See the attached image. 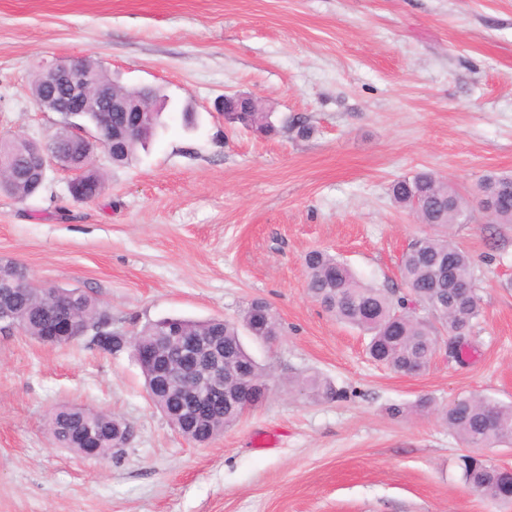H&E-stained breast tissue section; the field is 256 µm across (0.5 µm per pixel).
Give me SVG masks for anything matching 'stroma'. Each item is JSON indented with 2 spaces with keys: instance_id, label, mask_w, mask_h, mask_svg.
Listing matches in <instances>:
<instances>
[{
  "instance_id": "stroma-1",
  "label": "stroma",
  "mask_w": 512,
  "mask_h": 512,
  "mask_svg": "<svg viewBox=\"0 0 512 512\" xmlns=\"http://www.w3.org/2000/svg\"><path fill=\"white\" fill-rule=\"evenodd\" d=\"M70 59L159 88L165 126L125 164L97 152L95 200L74 201L54 161L39 194L0 192V261L93 295L116 330L235 319L261 297L282 334L241 332L270 393L205 446L152 405L131 352L0 334V512H512L464 483L470 451L437 413L462 395L512 405V224L475 208L454 226L483 314L465 362L441 348L417 376L374 363L303 273L325 250L403 290L401 255L432 228L391 183L430 171L468 199L512 174V0H0V136L58 131L32 85ZM236 95L270 112L269 135L225 123ZM307 374L340 397L299 392ZM62 404L133 435L104 461L73 454L47 427Z\"/></svg>"
}]
</instances>
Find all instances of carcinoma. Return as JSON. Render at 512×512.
Listing matches in <instances>:
<instances>
[{
	"mask_svg": "<svg viewBox=\"0 0 512 512\" xmlns=\"http://www.w3.org/2000/svg\"><path fill=\"white\" fill-rule=\"evenodd\" d=\"M161 113L144 114L143 121L127 132L120 148L112 153V163L121 165L131 159L137 150L156 134ZM89 123L106 131L127 121L124 112H86ZM229 123L239 124L251 131L267 134L272 130L268 115L258 110L227 112ZM24 140H0V190L19 201L35 195L40 187L33 181L15 177L4 160L10 158L13 166L22 170L31 165L30 151L19 152ZM97 174L87 171L81 178V202L97 198L104 183H94ZM486 209L499 224H512V175L488 174L478 183ZM393 201L415 212L423 224L451 228L461 223L467 202L448 184L430 172H419L410 178L395 181L390 188ZM307 287L310 296L336 320L350 325L368 338L370 357L390 369L405 375L425 371L437 351L438 328L448 333V342L469 337L482 308L475 288V266L472 257L446 236L426 235L412 241L400 259V275L407 292L367 285L358 279L349 266L334 255L322 250L309 252L304 259ZM465 280L470 293L462 295L454 287V280ZM20 281L23 290L10 297L11 305L21 317L18 328L34 338L40 335L47 322L46 297L43 290L29 282L26 272L16 264L0 265V285ZM77 315L81 322L95 324L103 321L108 309L92 295L83 293ZM187 336L218 334L224 337V353L231 356V377L248 375L265 379L267 374L244 347L239 327L254 338L275 340L281 335V322L271 305L257 298L250 302L242 315V323L210 318L192 320L176 318ZM146 390L153 405L169 420L173 428L186 440L204 445L233 426L243 415V403L231 401L213 408L198 418L191 429L179 425L174 415L177 403L171 389L152 388V373L142 368ZM301 391L314 398L337 395L330 383L313 375L297 380ZM441 417L448 429L469 448H480L494 443L512 442V405L504 406L489 399L462 396L444 408ZM83 424L98 428L104 435L98 455L105 459L112 455L115 444L112 435L122 433L130 426L125 421L104 411L78 406L60 405L51 413L49 426L56 443L79 456L89 455L77 434ZM463 478L476 492L500 501L512 500V469L489 465L483 460L465 455L461 458Z\"/></svg>",
	"mask_w": 512,
	"mask_h": 512,
	"instance_id": "carcinoma-1",
	"label": "carcinoma"
}]
</instances>
